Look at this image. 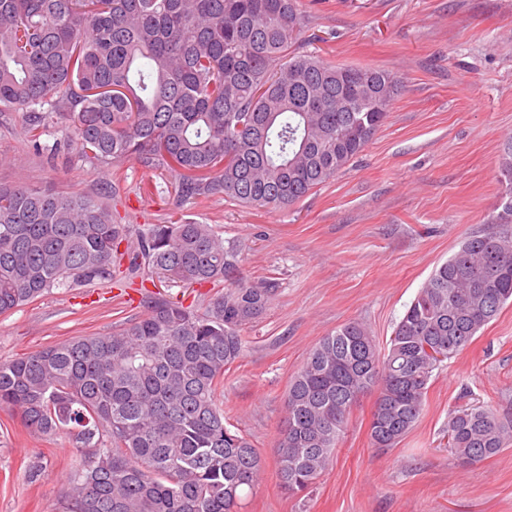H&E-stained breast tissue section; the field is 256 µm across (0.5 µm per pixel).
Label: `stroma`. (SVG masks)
I'll return each mask as SVG.
<instances>
[{
	"label": "stroma",
	"mask_w": 512,
	"mask_h": 512,
	"mask_svg": "<svg viewBox=\"0 0 512 512\" xmlns=\"http://www.w3.org/2000/svg\"><path fill=\"white\" fill-rule=\"evenodd\" d=\"M297 50L331 64L383 69L403 83L384 125L342 172L287 208L213 198L185 206L239 252L253 283L278 293L241 332L224 373V418L263 457L242 512H512V441L477 464L446 446L448 417L490 405L512 421V304L430 380L422 414L395 447L372 444L375 397L353 408L334 460L312 489L288 494L273 447L291 376L318 340L358 320L386 346L431 274L500 203L497 160L512 139V0H302ZM28 114H0V183L100 197L119 223L166 220L162 169L80 157L67 124L33 149ZM141 292L114 281L56 286L0 315V362L74 336L107 334L143 314ZM77 462L66 432H30L0 405V512H51Z\"/></svg>",
	"instance_id": "obj_1"
}]
</instances>
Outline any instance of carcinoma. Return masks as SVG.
I'll list each match as a JSON object with an SVG mask.
<instances>
[{
	"label": "carcinoma",
	"instance_id": "carcinoma-1",
	"mask_svg": "<svg viewBox=\"0 0 512 512\" xmlns=\"http://www.w3.org/2000/svg\"><path fill=\"white\" fill-rule=\"evenodd\" d=\"M305 27L300 0H0V113L33 114L35 143L49 122L72 125L97 164L163 168L178 208L213 197L287 208L363 151L402 88L385 70L289 51ZM498 170L503 203L489 229L435 267L386 348L347 322L292 375L273 448L289 492L332 464L366 393L376 394L373 444L394 447L418 422L434 370L512 302V142ZM127 234L96 198L0 183L1 315L120 268L187 287L224 282L202 313L150 297L109 335L1 362L0 405L45 438L71 427L78 469L66 512H240L262 457L225 425L217 393L240 331L278 288L249 283L207 224L181 217ZM511 436L488 405L448 420L463 465Z\"/></svg>",
	"mask_w": 512,
	"mask_h": 512
}]
</instances>
